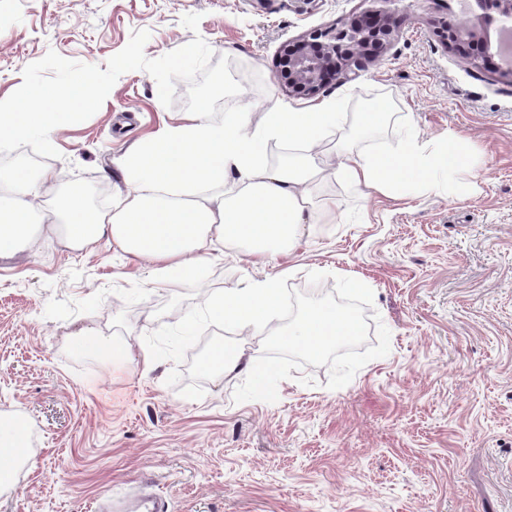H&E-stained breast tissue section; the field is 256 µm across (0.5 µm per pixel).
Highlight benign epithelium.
Segmentation results:
<instances>
[{"label": "benign epithelium", "mask_w": 512, "mask_h": 512, "mask_svg": "<svg viewBox=\"0 0 512 512\" xmlns=\"http://www.w3.org/2000/svg\"><path fill=\"white\" fill-rule=\"evenodd\" d=\"M466 12L476 22L459 23L456 15L440 22L437 35L445 48L473 67H482L493 55L502 57V76L512 80V51L503 45L492 51L489 30L512 33V0H466ZM395 10L367 9L333 26L317 28L287 46L280 55L275 78L296 98L310 99L325 90L330 80L347 82L356 71L374 63L398 33Z\"/></svg>", "instance_id": "7a95c632"}]
</instances>
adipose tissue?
I'll list each match as a JSON object with an SVG mask.
<instances>
[{"instance_id":"obj_1","label":"adipose tissue","mask_w":512,"mask_h":512,"mask_svg":"<svg viewBox=\"0 0 512 512\" xmlns=\"http://www.w3.org/2000/svg\"><path fill=\"white\" fill-rule=\"evenodd\" d=\"M339 118L332 102L296 109L273 101L257 123L245 110L215 118L200 103L118 158L129 190L108 213L91 211L80 192L56 209H36L55 173L0 171V257L28 248L40 219L59 225L76 250L112 240L149 262L161 282L196 279L227 243L256 257L290 252L304 228L336 221L333 199H313L325 173L315 161L321 147L335 162L333 175L363 195L392 197L411 180L433 188L440 155L414 137L392 151H353L336 134ZM269 141L292 147L287 162L268 163L260 146ZM279 302L270 279L210 294L207 310L216 322L251 330L270 326Z\"/></svg>"}]
</instances>
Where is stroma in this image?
<instances>
[{
  "mask_svg": "<svg viewBox=\"0 0 512 512\" xmlns=\"http://www.w3.org/2000/svg\"><path fill=\"white\" fill-rule=\"evenodd\" d=\"M365 7L0 0V98L48 51L103 68L145 29L150 59L197 35L228 56L256 123L268 99L307 105L274 80L283 47ZM400 8L389 49L319 98L335 101L354 150L395 148L404 130L431 151L453 136L468 170H438L434 191L411 181L394 198L327 176L315 195L335 200V223L257 263L225 248L194 281L155 283L112 243L74 250L48 225L31 250L0 258V417L28 423L0 512H91L147 479L167 512H512V80L447 50L432 0ZM189 13L202 16L197 31L182 23ZM187 89L177 82L167 108L150 74H122L97 113L51 134L54 192L79 183L111 205L127 191L115 158L184 112ZM382 100L387 122L357 135ZM285 268L300 292L312 271L326 273L323 293L338 276L370 287L390 352L336 390L327 367L309 365L279 383L276 402H234L244 373L204 364L221 346L257 360L262 337L214 324L203 299ZM91 336L116 350H85Z\"/></svg>",
  "mask_w": 512,
  "mask_h": 512,
  "instance_id": "35a3bbf8",
  "label": "stroma"
}]
</instances>
